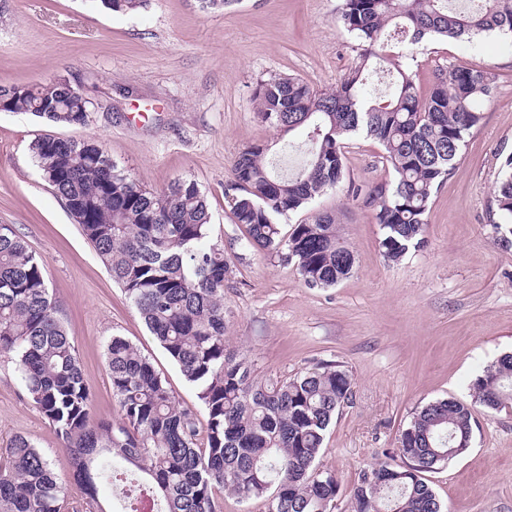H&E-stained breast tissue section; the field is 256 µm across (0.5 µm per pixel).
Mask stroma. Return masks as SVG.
Returning a JSON list of instances; mask_svg holds the SVG:
<instances>
[{"mask_svg": "<svg viewBox=\"0 0 512 512\" xmlns=\"http://www.w3.org/2000/svg\"><path fill=\"white\" fill-rule=\"evenodd\" d=\"M341 7L342 0H234L206 11L200 0H148L125 15L100 0H0V86L61 77L92 103L82 127L0 112V224L13 225L44 260L95 417H120L105 355L114 335L150 359L180 405L204 408L32 160L28 145L40 135L96 142L149 190L178 179L198 184L211 214L209 240L223 245L230 266L224 338L251 357L257 378L330 362L349 371L352 399L337 412L319 458L341 484L335 512H346L345 495L362 470L395 457L416 410L437 398L472 403L476 376L512 353V235L500 229L494 201L501 164L512 155L511 35L406 50L423 87L451 65L497 77L480 125L431 200L420 248L387 260L375 208L337 187L279 220L287 233L332 213L356 257L349 278L310 288L293 265L246 247L232 219L224 184L238 152L267 145L285 174L306 138L261 121L256 86L292 76L334 89L360 53ZM346 178L368 190L392 181L375 140L350 143ZM474 420L470 448L429 473L428 483L443 512H512V404L475 405ZM18 434L47 455L81 501L61 439L29 400L14 362L0 356V448Z\"/></svg>", "mask_w": 512, "mask_h": 512, "instance_id": "obj_1", "label": "stroma"}]
</instances>
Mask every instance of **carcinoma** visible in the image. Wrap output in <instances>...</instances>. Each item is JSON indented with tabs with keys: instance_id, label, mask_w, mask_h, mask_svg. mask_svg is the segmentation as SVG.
<instances>
[{
	"instance_id": "carcinoma-1",
	"label": "carcinoma",
	"mask_w": 512,
	"mask_h": 512,
	"mask_svg": "<svg viewBox=\"0 0 512 512\" xmlns=\"http://www.w3.org/2000/svg\"><path fill=\"white\" fill-rule=\"evenodd\" d=\"M115 13L140 11L146 0H100ZM343 0L341 20L359 41V61L334 90L318 91L296 77L260 82L253 94L262 121L285 133L306 131L307 157L293 173L276 174L266 146L251 144L236 156L224 184L234 222L247 244L292 262L310 288H330L355 267L335 216L322 213L281 236L277 218L307 207L345 182L346 141L379 143L394 178L347 194L376 207L383 255L398 261L423 244L429 202L452 174L466 138L481 120L479 105L492 98L495 75L451 67L421 91L403 61V46L385 36L402 29L409 43L512 32V0ZM387 72L390 98L373 100L369 75ZM91 102L68 80L14 85L0 112H28L56 125L88 122ZM29 151L45 180L123 289L150 333L197 389L207 413L176 403L149 358L121 336L106 345L112 396L120 421L95 419L73 340L43 275V260L8 224H0V356H13L32 403L54 427L82 489L81 507L47 456L25 436L0 452V512H108L103 483L118 479L108 461L140 471L162 512H220L216 496L228 490L242 501L273 491L267 512H333L341 486L319 466L336 411L350 401L353 380L344 366L322 363L286 379L254 376L246 355L224 341V247L204 245L211 215L193 181L159 191L142 188L95 142L40 136ZM495 201L512 233V156L502 167ZM476 403L496 410L512 401V354L500 356L472 383ZM473 408L437 399L414 414L398 438L399 462L360 472L348 512H441L426 474L470 448Z\"/></svg>"
}]
</instances>
